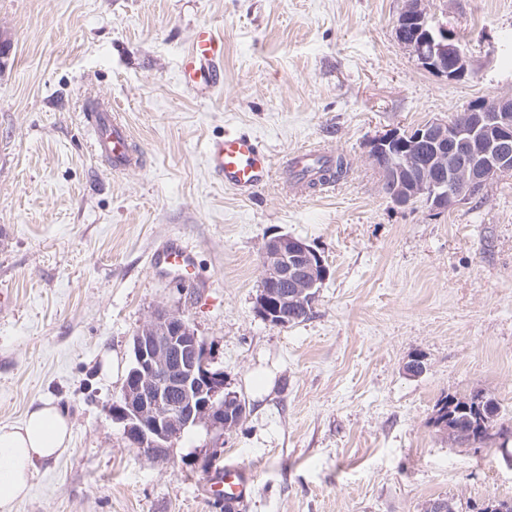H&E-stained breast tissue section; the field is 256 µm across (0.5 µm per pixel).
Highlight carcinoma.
Segmentation results:
<instances>
[{
  "label": "carcinoma",
  "instance_id": "carcinoma-1",
  "mask_svg": "<svg viewBox=\"0 0 512 512\" xmlns=\"http://www.w3.org/2000/svg\"><path fill=\"white\" fill-rule=\"evenodd\" d=\"M349 161L343 155L330 158L318 167L315 178L308 182L313 188L318 181L326 178L341 179L347 172ZM444 405L451 415L448 441L459 447L469 448L486 445L499 438L512 436V429L496 426L500 407L497 401L480 390H473L462 396L448 394L437 401Z\"/></svg>",
  "mask_w": 512,
  "mask_h": 512
}]
</instances>
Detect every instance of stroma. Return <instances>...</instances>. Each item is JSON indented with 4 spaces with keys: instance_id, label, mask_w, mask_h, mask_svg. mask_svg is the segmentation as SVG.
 <instances>
[{
    "instance_id": "1",
    "label": "stroma",
    "mask_w": 512,
    "mask_h": 512,
    "mask_svg": "<svg viewBox=\"0 0 512 512\" xmlns=\"http://www.w3.org/2000/svg\"><path fill=\"white\" fill-rule=\"evenodd\" d=\"M404 0H0V421L60 400L72 443L40 466L15 512H456L512 498L496 447L459 448L432 428L436 402L473 389L512 424V177L440 212L393 205L366 145L512 94V0H427L465 50L459 80L423 70L394 23ZM224 35L207 100L179 82L195 29ZM108 101L141 156L113 172L86 113ZM251 133L274 166L310 145L350 160L325 192L281 175L244 198L211 174L210 140ZM289 234L328 274L310 318L255 312L268 238ZM173 237L195 282L149 265ZM180 312L248 413L196 428L167 458L131 448L112 419L133 337ZM426 370L412 376L413 355ZM117 370L104 378L105 357ZM246 468V501L207 496L201 461Z\"/></svg>"
}]
</instances>
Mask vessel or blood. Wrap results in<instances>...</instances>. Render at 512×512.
Listing matches in <instances>:
<instances>
[{
    "instance_id": "obj_1",
    "label": "vessel or blood",
    "mask_w": 512,
    "mask_h": 512,
    "mask_svg": "<svg viewBox=\"0 0 512 512\" xmlns=\"http://www.w3.org/2000/svg\"><path fill=\"white\" fill-rule=\"evenodd\" d=\"M223 66V34L211 26L198 27L182 58L180 76L183 85L196 97H211L222 81ZM92 121L95 148L109 158L113 170L136 167L138 158L132 146V135L120 114L102 104ZM206 159L211 171L223 179L225 187L242 196L253 194L273 177L271 156L254 137L243 132L229 131L223 138L212 141ZM150 263L187 278L194 276L197 267L193 250L174 238L164 240L156 248ZM251 483L245 469H227L208 479L207 491L233 506L246 499Z\"/></svg>"
}]
</instances>
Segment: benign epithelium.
Instances as JSON below:
<instances>
[{"label":"benign epithelium","mask_w":512,"mask_h":512,"mask_svg":"<svg viewBox=\"0 0 512 512\" xmlns=\"http://www.w3.org/2000/svg\"><path fill=\"white\" fill-rule=\"evenodd\" d=\"M394 31L423 69L450 80L467 71L464 50L448 27L430 22L425 0H406ZM367 156L394 205L423 201L450 210L512 175V96L483 98L450 121L378 136ZM261 266L255 310L270 324H283L288 308L311 301L327 276L321 255L288 234L264 243ZM133 354L112 419L140 453L156 458L198 426L221 436L246 418L247 408L224 396V373L212 368L204 343L180 313L154 312L134 336Z\"/></svg>","instance_id":"1"}]
</instances>
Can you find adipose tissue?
Returning a JSON list of instances; mask_svg holds the SVG:
<instances>
[{"label": "adipose tissue", "instance_id": "obj_1", "mask_svg": "<svg viewBox=\"0 0 512 512\" xmlns=\"http://www.w3.org/2000/svg\"><path fill=\"white\" fill-rule=\"evenodd\" d=\"M71 437L67 407L52 400L34 401L20 421L0 422V512H14L37 465L65 454Z\"/></svg>", "mask_w": 512, "mask_h": 512}]
</instances>
